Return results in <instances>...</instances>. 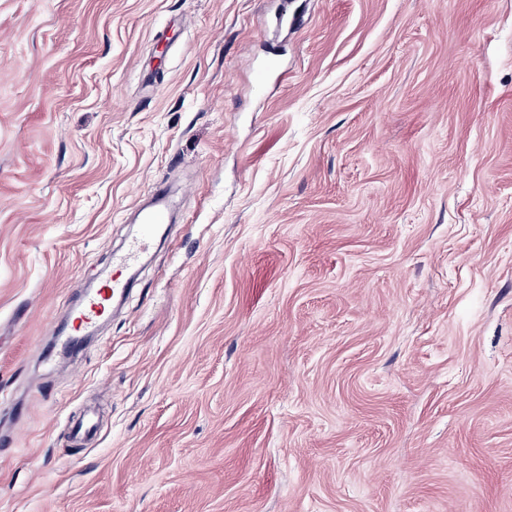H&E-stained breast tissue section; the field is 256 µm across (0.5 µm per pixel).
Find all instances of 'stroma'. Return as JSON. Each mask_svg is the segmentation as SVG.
<instances>
[{"label": "stroma", "mask_w": 512, "mask_h": 512, "mask_svg": "<svg viewBox=\"0 0 512 512\" xmlns=\"http://www.w3.org/2000/svg\"><path fill=\"white\" fill-rule=\"evenodd\" d=\"M0 433V512H512V0H0ZM152 194L155 197V204L154 207L144 213L142 217V232L140 236L132 241L126 253L113 257V265L118 267L132 266L143 250H145L152 241L156 225L166 223L167 200L165 186L161 185L154 188ZM127 283L120 278H109L95 292L88 293L74 317L75 331H86L96 325L103 316L112 296L123 292Z\"/></svg>", "instance_id": "obj_1"}]
</instances>
